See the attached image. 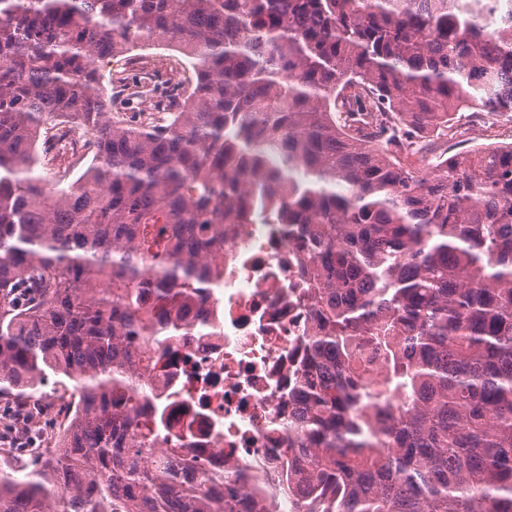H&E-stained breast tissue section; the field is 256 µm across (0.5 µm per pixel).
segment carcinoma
Here are the masks:
<instances>
[{"mask_svg": "<svg viewBox=\"0 0 512 512\" xmlns=\"http://www.w3.org/2000/svg\"><path fill=\"white\" fill-rule=\"evenodd\" d=\"M146 46L191 72L128 125L97 62ZM464 109L512 112V0H0V392L77 394L0 512H251L180 448L146 465L125 388L258 214L318 290L301 512H512V142L408 162ZM62 118L93 159L47 193Z\"/></svg>", "mask_w": 512, "mask_h": 512, "instance_id": "1", "label": "carcinoma"}]
</instances>
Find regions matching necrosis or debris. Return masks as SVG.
<instances>
[{
	"label": "necrosis or debris",
	"mask_w": 512,
	"mask_h": 512,
	"mask_svg": "<svg viewBox=\"0 0 512 512\" xmlns=\"http://www.w3.org/2000/svg\"><path fill=\"white\" fill-rule=\"evenodd\" d=\"M305 249L287 224L225 225L214 253L220 285L189 313L198 329L139 350L151 400L165 408L147 425L188 448L208 476L250 487L268 512H296L281 465L300 438L297 390L311 376L316 333ZM73 401L66 390L33 404L28 426L42 447L53 445L43 420H63Z\"/></svg>",
	"instance_id": "necrosis-or-debris-1"
}]
</instances>
